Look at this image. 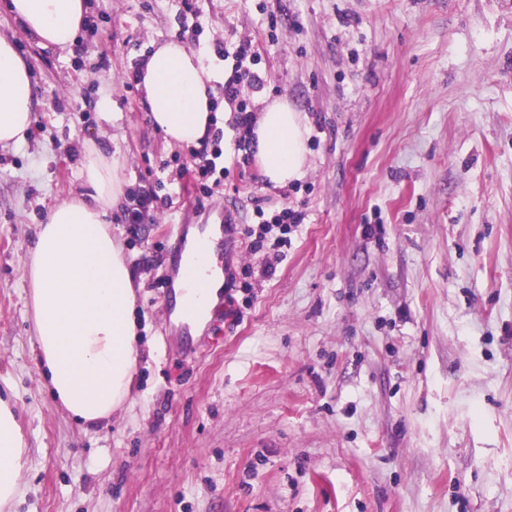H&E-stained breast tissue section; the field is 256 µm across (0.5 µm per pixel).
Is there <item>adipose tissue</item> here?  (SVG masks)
<instances>
[{
    "mask_svg": "<svg viewBox=\"0 0 512 512\" xmlns=\"http://www.w3.org/2000/svg\"><path fill=\"white\" fill-rule=\"evenodd\" d=\"M7 8L45 48H71L88 13L87 0H9ZM139 86L152 126L167 142L196 146L213 123L218 74L178 39L159 45L143 62ZM36 91L13 42L0 36V146L23 143L33 123ZM256 157L274 186L299 179L307 161L306 116L286 100L267 104L253 128ZM82 170L86 193L49 212L28 253L34 351L48 371L61 406L85 425L109 423L128 400L140 357L129 266L107 216L124 200L117 155L88 146ZM199 267L209 287L201 297L177 288V317L202 331L219 299L224 275L215 256ZM29 465L28 437L14 402L0 398V512L20 493Z\"/></svg>",
    "mask_w": 512,
    "mask_h": 512,
    "instance_id": "obj_1",
    "label": "adipose tissue"
}]
</instances>
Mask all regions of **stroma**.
Masks as SVG:
<instances>
[{"label":"stroma","instance_id":"1","mask_svg":"<svg viewBox=\"0 0 512 512\" xmlns=\"http://www.w3.org/2000/svg\"><path fill=\"white\" fill-rule=\"evenodd\" d=\"M0 0L37 92L25 143L0 149V396L30 444L8 512H512V0H88L96 29L44 48ZM256 41V108L309 121L298 186L259 164L196 203L123 80L178 38L217 71ZM113 113L106 121L105 113ZM119 153L127 193L163 179L139 233L110 216L135 286L143 356L108 425L78 424L32 347L27 253L51 208L85 191V148ZM303 210L286 259L233 323L170 319L177 224L229 215L225 280L260 266L255 200ZM380 225L368 236L364 227Z\"/></svg>","mask_w":512,"mask_h":512}]
</instances>
